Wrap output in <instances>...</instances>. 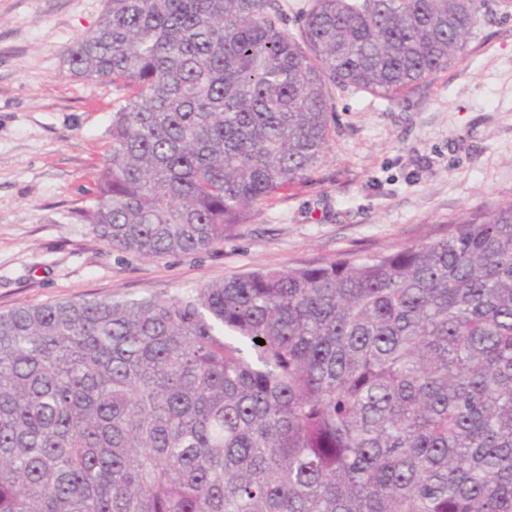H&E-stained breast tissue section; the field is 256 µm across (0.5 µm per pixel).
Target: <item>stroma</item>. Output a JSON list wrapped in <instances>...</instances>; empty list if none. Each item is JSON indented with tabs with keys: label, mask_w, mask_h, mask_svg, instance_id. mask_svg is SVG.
I'll list each match as a JSON object with an SVG mask.
<instances>
[{
	"label": "stroma",
	"mask_w": 512,
	"mask_h": 512,
	"mask_svg": "<svg viewBox=\"0 0 512 512\" xmlns=\"http://www.w3.org/2000/svg\"><path fill=\"white\" fill-rule=\"evenodd\" d=\"M105 0H0V312L182 296L257 269L390 253L512 201V7L491 0L463 54L391 101L332 88L320 164L202 253L121 254L83 217L123 92L64 52Z\"/></svg>",
	"instance_id": "1"
}]
</instances>
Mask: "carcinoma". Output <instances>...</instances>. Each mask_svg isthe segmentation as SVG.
Here are the masks:
<instances>
[{"instance_id":"obj_1","label":"carcinoma","mask_w":512,"mask_h":512,"mask_svg":"<svg viewBox=\"0 0 512 512\" xmlns=\"http://www.w3.org/2000/svg\"><path fill=\"white\" fill-rule=\"evenodd\" d=\"M486 2L314 0L296 38L278 0H105L67 49L125 91L85 220L212 248L320 163L330 85L425 81ZM0 512H512V201L389 254L0 313Z\"/></svg>"}]
</instances>
